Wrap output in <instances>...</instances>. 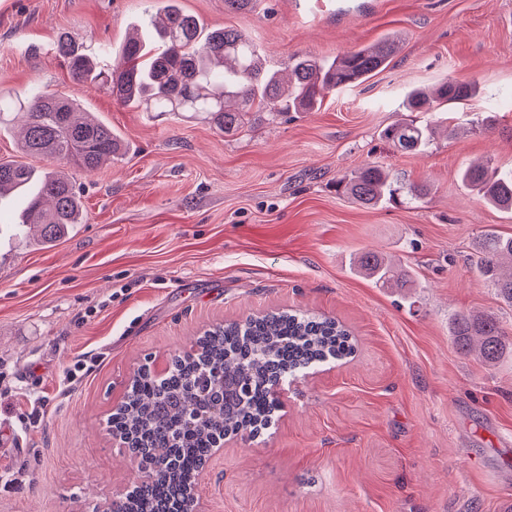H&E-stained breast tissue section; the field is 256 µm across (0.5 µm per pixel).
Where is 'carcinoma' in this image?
Instances as JSON below:
<instances>
[{"label":"carcinoma","instance_id":"cac0c4a2","mask_svg":"<svg viewBox=\"0 0 512 512\" xmlns=\"http://www.w3.org/2000/svg\"><path fill=\"white\" fill-rule=\"evenodd\" d=\"M160 2L147 30L129 34L104 71H95L74 36L60 35L56 50L72 78L102 85L123 106L190 112L230 132L242 129L250 112H310L330 91L371 78L396 53V45L385 40L330 63L297 56L284 82L243 32L207 30L175 0ZM474 93V84L450 79L433 90L410 91L405 111L440 112ZM5 112H16L23 121L22 154L50 167L39 171L22 161H0V200L21 194L16 225L40 230L44 241L60 238L84 223L81 199L64 168L93 172L119 155L120 142L73 97L38 94L21 102L0 95V115ZM382 138L403 154H416L431 146L432 128L401 119L387 126ZM461 177L490 205L512 210V171L488 161L463 169ZM337 189L366 207L401 198L417 202L429 193L424 185L399 183L378 165L344 176ZM475 266L498 298L512 306V237L485 235ZM356 267L383 284L411 287L410 279L375 252L358 253ZM452 336L460 354L476 351L487 364L512 351V336L489 315L456 314ZM198 342L201 354L174 355L161 374L143 367L110 415L112 430L124 436L125 452L149 473L113 512H187L191 486L210 448L241 428L257 435L268 427L279 408L274 384L354 352L342 325L304 314L272 313L217 325Z\"/></svg>","mask_w":512,"mask_h":512}]
</instances>
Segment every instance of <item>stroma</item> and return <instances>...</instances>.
I'll return each mask as SVG.
<instances>
[{
    "instance_id": "obj_1",
    "label": "stroma",
    "mask_w": 512,
    "mask_h": 512,
    "mask_svg": "<svg viewBox=\"0 0 512 512\" xmlns=\"http://www.w3.org/2000/svg\"><path fill=\"white\" fill-rule=\"evenodd\" d=\"M178 5L242 31L276 68L388 38L398 49L317 111L263 112L227 135L120 106L57 54L68 32L109 64L154 0H0V88L75 96L126 146L74 172L85 221L56 241L14 234L18 204L0 205V421L18 448L0 462V512H97L133 490L108 418L134 372L163 370L213 325L278 310L336 319L356 351L284 380L259 436L228 437L194 488L209 512H512V356L490 367L451 341L459 312L496 314L512 336V307L474 264L485 233L512 235V214L460 177L486 159L512 168V0ZM449 78L477 86L439 116L464 134L413 155L382 139L410 90ZM368 164L429 196L353 203L336 181ZM362 250L389 255L415 288L357 274Z\"/></svg>"
}]
</instances>
